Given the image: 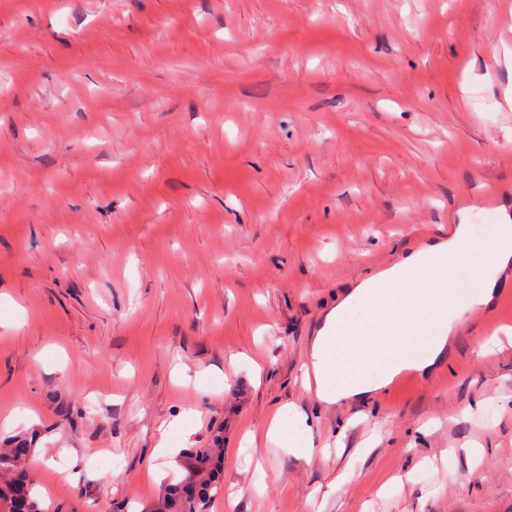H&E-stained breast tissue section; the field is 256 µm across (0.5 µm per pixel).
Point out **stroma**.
Masks as SVG:
<instances>
[{
	"mask_svg": "<svg viewBox=\"0 0 512 512\" xmlns=\"http://www.w3.org/2000/svg\"><path fill=\"white\" fill-rule=\"evenodd\" d=\"M509 49L512 0H0V445L45 512H142L218 427L207 512H512V274L429 376L301 383L346 287L490 245Z\"/></svg>",
	"mask_w": 512,
	"mask_h": 512,
	"instance_id": "35a3bbf8",
	"label": "stroma"
}]
</instances>
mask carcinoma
I'll return each instance as SVG.
<instances>
[{"mask_svg": "<svg viewBox=\"0 0 512 512\" xmlns=\"http://www.w3.org/2000/svg\"><path fill=\"white\" fill-rule=\"evenodd\" d=\"M212 442L211 448L188 449L186 475L168 486L148 512H203L212 490L219 489L222 482L224 428L215 431ZM31 454L32 449L22 439L0 448V512H43L29 474ZM192 479L199 488L196 501L189 503L183 499L182 490L183 484Z\"/></svg>", "mask_w": 512, "mask_h": 512, "instance_id": "cac0c4a2", "label": "carcinoma"}]
</instances>
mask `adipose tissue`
Wrapping results in <instances>:
<instances>
[{
  "label": "adipose tissue",
  "instance_id": "obj_1",
  "mask_svg": "<svg viewBox=\"0 0 512 512\" xmlns=\"http://www.w3.org/2000/svg\"><path fill=\"white\" fill-rule=\"evenodd\" d=\"M470 256L476 260V290L461 305L448 287L458 260ZM511 264L512 224L498 225L482 252L473 247L468 225L461 224L452 237L414 248L390 269L349 288L325 315L312 342L316 398L326 404L365 399L387 387L401 370L428 373L449 335L495 300L499 276ZM430 324L440 334L426 357H414L412 350Z\"/></svg>",
  "mask_w": 512,
  "mask_h": 512
}]
</instances>
